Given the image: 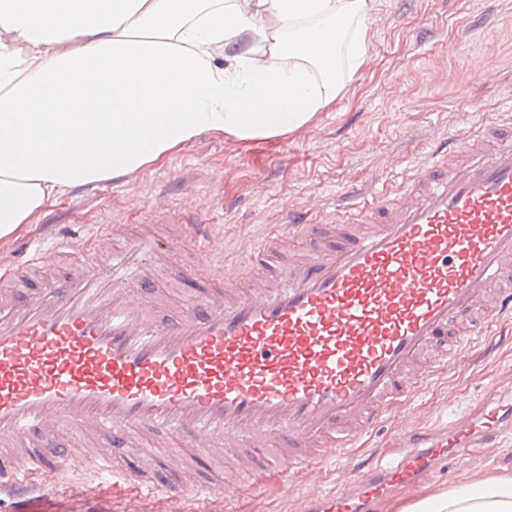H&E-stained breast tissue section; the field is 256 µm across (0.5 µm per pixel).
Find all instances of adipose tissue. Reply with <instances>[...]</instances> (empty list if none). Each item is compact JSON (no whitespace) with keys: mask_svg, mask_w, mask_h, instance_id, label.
Here are the masks:
<instances>
[{"mask_svg":"<svg viewBox=\"0 0 512 512\" xmlns=\"http://www.w3.org/2000/svg\"><path fill=\"white\" fill-rule=\"evenodd\" d=\"M375 0H0V241L77 186L167 164L204 132L307 126L367 61ZM387 512H512V474Z\"/></svg>","mask_w":512,"mask_h":512,"instance_id":"obj_1","label":"adipose tissue"}]
</instances>
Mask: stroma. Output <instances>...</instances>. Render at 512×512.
Listing matches in <instances>:
<instances>
[{
	"mask_svg": "<svg viewBox=\"0 0 512 512\" xmlns=\"http://www.w3.org/2000/svg\"><path fill=\"white\" fill-rule=\"evenodd\" d=\"M489 12L491 26L475 27ZM370 60L344 94L305 128V137L239 141L209 133L187 143L165 166L74 190L47 206L40 223L0 246V265L20 266L48 224H121L127 235L155 232L173 249L151 269L148 294L157 320L180 313L211 280L204 242L183 231L196 216L215 224L227 263L245 264L249 247L267 243L285 206H323L349 188L396 178L433 138L463 136L494 121L512 97V0H376L369 19ZM512 386V340H473L468 355L414 397L396 421L374 434L382 462L411 429L435 433L475 412L490 383ZM512 472V432L491 448L441 461L433 485L465 476ZM44 512H152L150 498L105 495L95 471L48 485Z\"/></svg>",
	"mask_w": 512,
	"mask_h": 512,
	"instance_id": "35a3bbf8",
	"label": "stroma"
}]
</instances>
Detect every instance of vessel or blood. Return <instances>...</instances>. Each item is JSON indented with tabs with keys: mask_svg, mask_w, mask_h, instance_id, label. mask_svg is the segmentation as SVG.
<instances>
[{
	"mask_svg": "<svg viewBox=\"0 0 512 512\" xmlns=\"http://www.w3.org/2000/svg\"><path fill=\"white\" fill-rule=\"evenodd\" d=\"M372 197L289 208L249 266L304 237H321L318 247L274 283L212 289L165 323L134 300L150 286L146 266L168 249L161 237L127 240L49 291L1 294L0 493L33 495L36 478L55 474L83 438L136 449L150 431L168 436L173 466L186 465L184 446L209 456L249 440L241 479L210 487L208 499L288 492L332 462L344 473L335 491L297 498L295 512H371L393 488L429 478L444 455L493 446L512 427V391L496 385L444 432L402 433L397 465L355 454L359 437L447 373L472 337L512 319V120L441 139L396 193ZM123 232L102 224L30 261ZM145 488L161 512L198 492L183 480Z\"/></svg>",
	"mask_w": 512,
	"mask_h": 512,
	"instance_id": "vessel-or-blood-1",
	"label": "vessel or blood"
}]
</instances>
